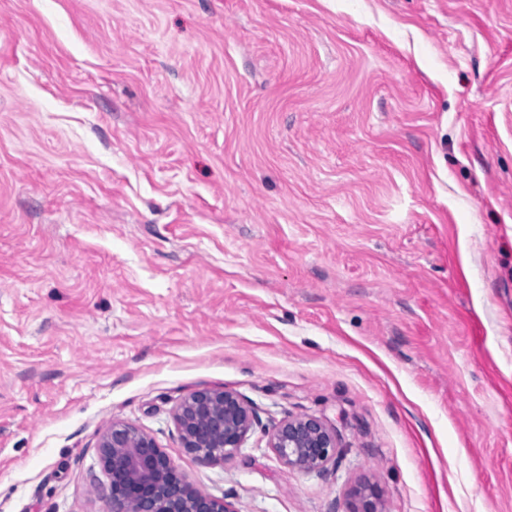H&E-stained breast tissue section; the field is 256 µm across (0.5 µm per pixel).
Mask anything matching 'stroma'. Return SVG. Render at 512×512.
<instances>
[{
    "instance_id": "1",
    "label": "stroma",
    "mask_w": 512,
    "mask_h": 512,
    "mask_svg": "<svg viewBox=\"0 0 512 512\" xmlns=\"http://www.w3.org/2000/svg\"><path fill=\"white\" fill-rule=\"evenodd\" d=\"M115 419L237 512H512V0H0V512H107ZM256 419L248 405L226 390L195 391L175 412L184 448L203 463L224 461L237 454ZM269 445L285 465L303 472L322 470L337 453L335 435L321 420L310 416L279 423Z\"/></svg>"
}]
</instances>
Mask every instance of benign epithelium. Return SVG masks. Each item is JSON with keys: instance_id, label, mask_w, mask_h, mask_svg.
Returning <instances> with one entry per match:
<instances>
[{"instance_id": "obj_1", "label": "benign epithelium", "mask_w": 512, "mask_h": 512, "mask_svg": "<svg viewBox=\"0 0 512 512\" xmlns=\"http://www.w3.org/2000/svg\"><path fill=\"white\" fill-rule=\"evenodd\" d=\"M257 419L236 394L195 391L178 405L175 420L184 447L203 463L237 454ZM270 448L288 467L322 470L336 456V437L310 416L288 418L274 427ZM110 490L109 512H236L223 500L196 490L155 440L135 426L114 420L98 446Z\"/></svg>"}]
</instances>
